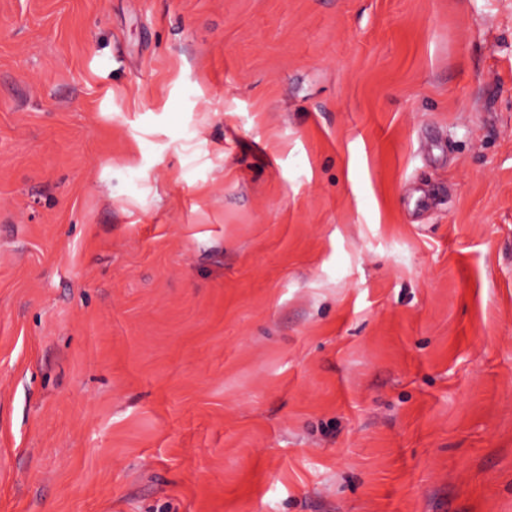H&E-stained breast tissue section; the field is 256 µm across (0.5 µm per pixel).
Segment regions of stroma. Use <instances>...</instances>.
<instances>
[{
	"label": "stroma",
	"mask_w": 512,
	"mask_h": 512,
	"mask_svg": "<svg viewBox=\"0 0 512 512\" xmlns=\"http://www.w3.org/2000/svg\"><path fill=\"white\" fill-rule=\"evenodd\" d=\"M0 512H512V0H0Z\"/></svg>",
	"instance_id": "1"
}]
</instances>
